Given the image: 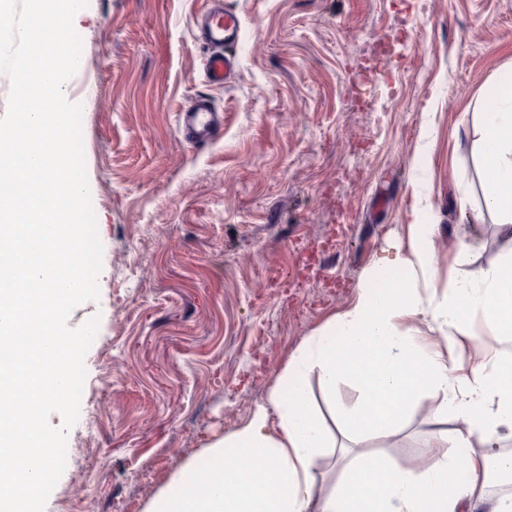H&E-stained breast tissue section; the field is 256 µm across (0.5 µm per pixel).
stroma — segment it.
I'll list each match as a JSON object with an SVG mask.
<instances>
[{
    "label": "stroma",
    "mask_w": 512,
    "mask_h": 512,
    "mask_svg": "<svg viewBox=\"0 0 512 512\" xmlns=\"http://www.w3.org/2000/svg\"><path fill=\"white\" fill-rule=\"evenodd\" d=\"M209 0H88L64 94L82 107L102 244L99 316L70 460L45 512H144L185 462L244 423L293 351L353 300L420 211L439 287L512 254L483 212L481 114L512 74V0H224L242 23L229 84L196 37ZM207 97L221 138L184 140ZM425 417L394 459L429 462Z\"/></svg>",
    "instance_id": "1"
}]
</instances>
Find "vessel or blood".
<instances>
[{"label":"vessel or blood","instance_id":"b4317fda","mask_svg":"<svg viewBox=\"0 0 512 512\" xmlns=\"http://www.w3.org/2000/svg\"><path fill=\"white\" fill-rule=\"evenodd\" d=\"M240 32L238 15L225 10L222 0H213L200 35L207 48L203 66L209 83L220 85L230 77L236 65L232 50ZM178 117L180 130L185 140L191 143L213 140L224 125L223 113L206 103L198 104L194 110L179 112Z\"/></svg>","mask_w":512,"mask_h":512}]
</instances>
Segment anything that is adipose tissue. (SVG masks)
Wrapping results in <instances>:
<instances>
[{
  "label": "adipose tissue",
  "mask_w": 512,
  "mask_h": 512,
  "mask_svg": "<svg viewBox=\"0 0 512 512\" xmlns=\"http://www.w3.org/2000/svg\"><path fill=\"white\" fill-rule=\"evenodd\" d=\"M483 201L512 238V76L499 82L482 114ZM436 225L417 216L407 243L384 249L361 278L353 302L310 336L288 360L265 403L241 426L187 462L145 512H512V496L489 500V464L512 475V349L490 361L456 353L474 314L487 335L512 342V258L455 269L439 296ZM436 324L439 350L425 347L409 321ZM326 390L353 384L358 401L335 409L331 436L311 406L310 371ZM441 393L437 411L462 420L427 438L432 461L417 470L381 452L355 454L337 483L319 490L317 463L337 437L392 436L427 391Z\"/></svg>",
  "instance_id": "ef3b65f1"
}]
</instances>
